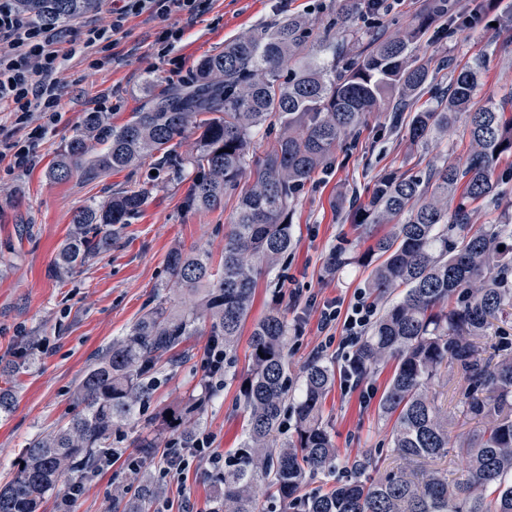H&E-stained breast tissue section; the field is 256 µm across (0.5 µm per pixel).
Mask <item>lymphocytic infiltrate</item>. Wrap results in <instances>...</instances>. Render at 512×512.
Masks as SVG:
<instances>
[{
	"label": "lymphocytic infiltrate",
	"instance_id": "obj_1",
	"mask_svg": "<svg viewBox=\"0 0 512 512\" xmlns=\"http://www.w3.org/2000/svg\"><path fill=\"white\" fill-rule=\"evenodd\" d=\"M207 0H112L106 15L91 23H82L73 31V45L81 53L90 55L89 69H103L106 59L95 58L99 46H115L125 31L130 18L142 15L157 21L154 46L159 58L169 57L183 38L182 27L175 24L178 16L194 19L201 15ZM62 41L60 29L32 24L12 4L0 0V103H8L16 129L26 131V138L0 137V161L11 160L16 167L34 164V143L44 134L43 127L33 125L34 113H41L49 121L61 116L64 85L60 79L63 57L59 50ZM306 306H319V330L340 326L336 355L346 360L359 343L366 327L376 314L374 303L364 293H355L347 308L338 304L317 305L315 297H307ZM209 436L193 438L189 443L172 442L165 446L160 470L163 474L183 471L191 459L208 457L211 464L220 467L222 456L212 453Z\"/></svg>",
	"mask_w": 512,
	"mask_h": 512
}]
</instances>
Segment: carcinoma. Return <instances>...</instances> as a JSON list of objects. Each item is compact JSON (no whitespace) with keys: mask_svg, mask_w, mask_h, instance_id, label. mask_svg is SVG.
Here are the masks:
<instances>
[{"mask_svg":"<svg viewBox=\"0 0 512 512\" xmlns=\"http://www.w3.org/2000/svg\"><path fill=\"white\" fill-rule=\"evenodd\" d=\"M15 2L32 23L59 25L100 0ZM361 9L348 0L329 26L352 29ZM435 22L448 24V0H426L407 29L347 55L329 36L316 40L308 23L288 16L228 40L223 51L199 61L187 87L153 97L121 124L106 112L84 113L49 179L62 182L79 170L96 180L151 158L168 180L190 181L188 208L213 210L228 196L237 205L218 266L202 249L176 248L168 256L170 280L197 301L178 309L160 300L112 341L81 379L79 410L68 425L30 442L12 478L0 484V512H36L60 480L94 475L113 452V432L149 402L158 365L177 359L178 347L200 324L209 323L214 344L234 348L258 278L293 247V206L301 191L368 115L389 112L396 128L408 99L433 90L416 45ZM484 65L483 57L474 58L441 91L440 106L415 112L408 122L410 141L419 143L465 117V162L380 174L352 215L356 227L392 226L359 257L372 266L367 288L378 311L352 364L364 378L393 365L379 413L393 422L391 442L403 466L363 480L377 466L369 455L357 462L352 480L300 494L336 459L323 422L334 371L310 361L302 371L303 396L295 400L289 325L274 303L251 330V368L239 384L248 411L245 440L215 478L214 512H266L256 493L260 482L291 512H512V354L493 364L481 346L492 321L512 309V224L471 223L472 204L497 196L494 164L512 154V116H506L512 95L471 109ZM189 130L198 137L184 156L173 141ZM257 139L266 143L260 153L253 149ZM146 201V189L134 186L78 208L58 268L70 271L109 250L113 227L131 223ZM347 261L340 242L326 269L333 274ZM448 367L466 383L460 413L486 420L457 444L465 469L452 485L446 471L423 467L448 455V413L426 393ZM206 404L205 395L191 398L181 439L194 435L193 417ZM288 414L294 417L289 436L282 429ZM156 498L145 482L137 497L112 504V512H154Z\"/></svg>","mask_w":512,"mask_h":512,"instance_id":"cac0c4a2","label":"carcinoma"}]
</instances>
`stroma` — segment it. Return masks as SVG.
<instances>
[{
    "label": "stroma",
    "mask_w": 512,
    "mask_h": 512,
    "mask_svg": "<svg viewBox=\"0 0 512 512\" xmlns=\"http://www.w3.org/2000/svg\"><path fill=\"white\" fill-rule=\"evenodd\" d=\"M343 5L344 0H210L204 14L182 20L184 37L171 59L157 58L156 24L141 16L129 22L102 70L89 72L79 53L65 61L61 72L66 84L64 112L37 142L34 164L18 168L10 161L0 162V388L10 390L15 398L12 411L0 412V483L10 478L29 441L69 422L77 410V385L113 340L158 300L181 304V292L168 285V253L176 247L201 248L220 257L224 226L236 207L235 198L228 197L215 210H188L184 206L187 183L176 185L162 177L147 181L143 168L115 172L91 183L76 175L64 182L51 181L48 170L84 113L109 112L114 122H123L154 95L189 81L197 63L222 51L225 40L286 15L305 18L319 37ZM489 14L497 22L494 28L462 31L436 24L417 49L442 85L453 77L455 66L485 56L486 68L472 102L476 108L512 93V13L504 11L499 0H492ZM468 149L463 124H456L448 136L416 145L409 140L407 128H391L387 114H373L356 140L342 142L333 162L300 194L292 216L293 248L283 264L259 278L249 314L254 322L272 300L283 303L290 325L287 350L292 378L300 377L325 336L317 329L316 314L288 306L289 292L303 288L322 301H349L367 287L369 270L356 261L333 276L324 269L327 254L339 241H346L354 258L371 243L370 237L354 232L347 218L352 203L366 201L374 178L381 173L411 167L422 170L446 160L462 162ZM495 176L497 199L479 205L474 223L496 224L512 218V156L497 161ZM134 184L148 187L147 203L131 224L116 232L111 249L56 277L53 269L58 250L71 232L73 211L89 199L105 197L109 189ZM249 337V332H242L235 349L227 354L223 383L218 387L209 385L206 374L207 332L190 337L177 362L160 366L149 404L122 432L113 434L112 447L132 449L138 436L157 428L160 413L205 392L210 400L198 432L212 436L218 453L238 452L248 420L239 383L251 367ZM391 375L387 365L364 379V387L372 392L367 401L360 391L345 394L332 386L324 400L323 421L337 448L336 466L316 474L309 490H330L368 452L377 456L380 470L394 467L391 424L378 412ZM428 392L449 411L450 439L482 428V421L458 412L462 384L456 377L434 380ZM214 473L208 463H193L182 480L160 485L158 499L169 512H211ZM138 487L126 460L120 458L84 481L71 508L63 506L69 491L68 482L63 481L45 497L38 512H112L118 497L131 496Z\"/></svg>",
    "instance_id": "35a3bbf8"
}]
</instances>
